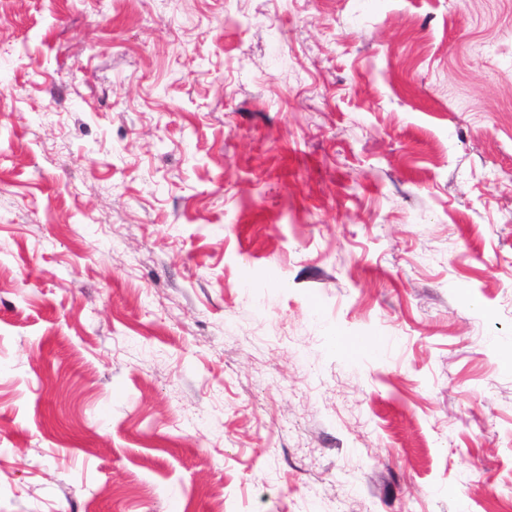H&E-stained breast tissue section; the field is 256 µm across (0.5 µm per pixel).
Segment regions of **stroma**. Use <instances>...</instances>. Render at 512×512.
Segmentation results:
<instances>
[{"instance_id": "35a3bbf8", "label": "stroma", "mask_w": 512, "mask_h": 512, "mask_svg": "<svg viewBox=\"0 0 512 512\" xmlns=\"http://www.w3.org/2000/svg\"><path fill=\"white\" fill-rule=\"evenodd\" d=\"M509 349L512 0H0V512H512Z\"/></svg>"}]
</instances>
